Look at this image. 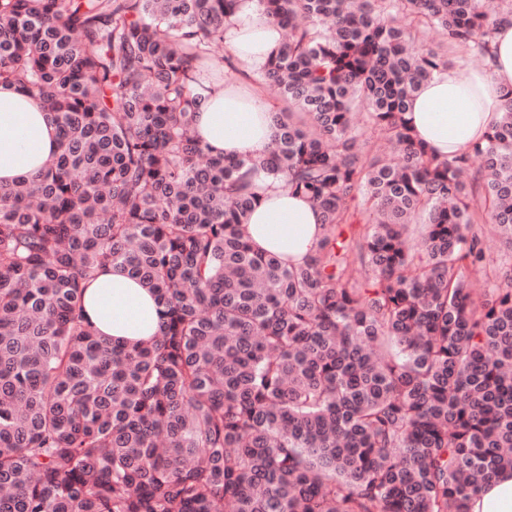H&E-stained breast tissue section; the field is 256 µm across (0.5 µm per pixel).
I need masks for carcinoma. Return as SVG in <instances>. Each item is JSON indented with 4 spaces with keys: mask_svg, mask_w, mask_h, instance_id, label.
I'll use <instances>...</instances> for the list:
<instances>
[{
    "mask_svg": "<svg viewBox=\"0 0 512 512\" xmlns=\"http://www.w3.org/2000/svg\"><path fill=\"white\" fill-rule=\"evenodd\" d=\"M259 3L284 36L252 80L288 108L229 160L194 121L242 0H0V82L60 137L0 184V512H468L512 470V265L483 233L512 251V89L455 158L403 118L512 0ZM244 168L322 212L305 264L244 240ZM107 266L155 296L152 340L88 322Z\"/></svg>",
    "mask_w": 512,
    "mask_h": 512,
    "instance_id": "obj_1",
    "label": "carcinoma"
}]
</instances>
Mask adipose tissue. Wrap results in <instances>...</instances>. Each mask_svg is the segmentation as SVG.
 Here are the masks:
<instances>
[{"mask_svg":"<svg viewBox=\"0 0 512 512\" xmlns=\"http://www.w3.org/2000/svg\"><path fill=\"white\" fill-rule=\"evenodd\" d=\"M258 0H245L224 32L234 48L237 74L215 85L196 115L204 143L225 156L265 157L276 130L263 89L248 79L261 68L281 37L266 21ZM512 88V21L499 27L494 57L485 70L444 69L425 82L405 118L417 139L445 157L465 150L501 118L502 94ZM58 147V131L43 107L21 90L0 84V181L8 183L45 167ZM259 201L241 232L259 251L301 265L321 237L322 214L291 194L282 178L252 177ZM86 317L115 344L147 341L158 332L155 297L120 268L100 271L84 296ZM470 512H512V471L499 473L469 502Z\"/></svg>","mask_w":512,"mask_h":512,"instance_id":"1","label":"adipose tissue"}]
</instances>
